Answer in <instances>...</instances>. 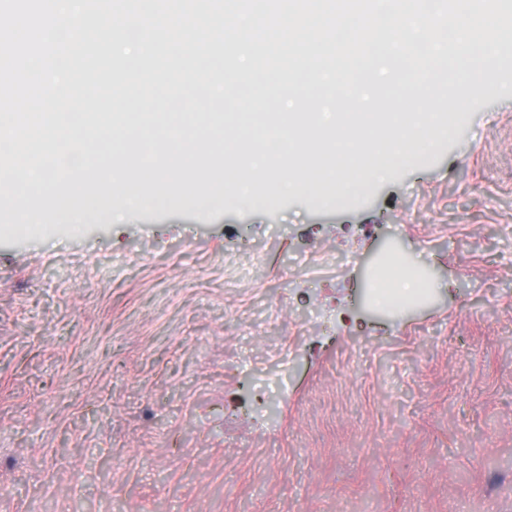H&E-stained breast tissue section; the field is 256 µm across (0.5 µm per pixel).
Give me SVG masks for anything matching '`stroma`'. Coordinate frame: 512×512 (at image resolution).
Wrapping results in <instances>:
<instances>
[{"label": "stroma", "instance_id": "stroma-1", "mask_svg": "<svg viewBox=\"0 0 512 512\" xmlns=\"http://www.w3.org/2000/svg\"><path fill=\"white\" fill-rule=\"evenodd\" d=\"M94 171L0 199V512H512V61L355 190ZM58 196L69 202L68 205H60L57 203L60 211L69 214H79L84 210L98 207L101 200L104 197H107V192L98 186H90L87 192L82 193L79 196H73L69 191L61 192ZM70 203H73V205ZM410 271L419 275L417 270L407 267L403 262L393 264L391 266H383L377 275L370 282V291L374 299L386 309H397L403 307L409 300L399 297L393 288L403 291H411L416 285L412 282H402L391 278L390 284L392 288H384L388 281L390 273L392 275H408L412 276Z\"/></svg>", "mask_w": 512, "mask_h": 512}]
</instances>
